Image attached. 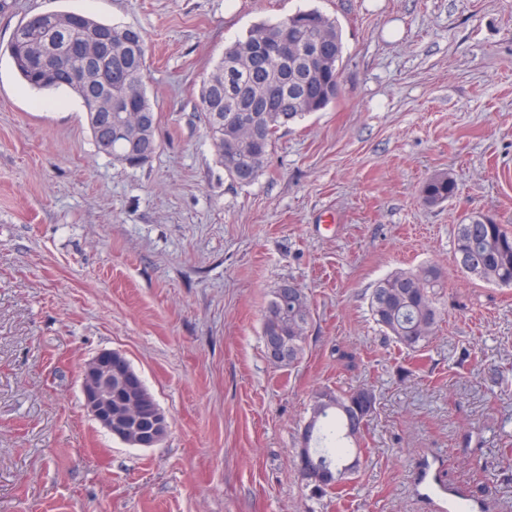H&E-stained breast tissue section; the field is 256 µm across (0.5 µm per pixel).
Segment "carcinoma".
<instances>
[{"mask_svg":"<svg viewBox=\"0 0 512 512\" xmlns=\"http://www.w3.org/2000/svg\"><path fill=\"white\" fill-rule=\"evenodd\" d=\"M56 13L37 14L23 21L9 44L10 56L19 77L36 90L62 87L57 71L40 67L37 57L43 52L54 54L61 63L82 71L89 69L87 93L114 97L138 88L142 100L135 111L145 113L143 145L161 144L156 132L159 115L147 95V43L144 33L134 27L106 24L87 19L85 27H74L70 33L59 31ZM268 29L269 42L295 44L285 64L266 53H258L242 67L240 60L247 40H238L224 50L221 60L203 80L200 89V110L205 115L208 134L216 161L227 176L239 184L254 182L264 171L280 129L311 112H322L336 102L329 89L336 85V69H322L309 57L318 50L336 55L342 61L344 43L336 19L317 9L298 10L286 20L261 22ZM94 29L112 31V41L104 45L97 61L88 65L72 44L82 40ZM229 114L252 127L239 137L232 153L224 152V137L229 134L224 121ZM95 145L107 142L108 156L118 163L129 160L128 145L111 138L107 121H87ZM458 185L448 171L431 174L422 184L420 196L427 207H438L454 198ZM454 252L457 263L466 275L485 283L512 286V232L504 225L469 216L456 225ZM442 287L441 271L434 265L416 270H397L378 282L373 289L369 307L374 322L396 343L417 353L429 344L441 320L442 307L438 288ZM278 286L268 303L262 325V336H286V361L293 364L302 355L303 336L310 320V301L305 292L283 303ZM351 391L322 387L310 398L307 429L312 463L339 474L336 484L315 488L319 494L339 490L354 473L346 464L347 448L343 440L355 442L372 411L352 415L347 407Z\"/></svg>","mask_w":512,"mask_h":512,"instance_id":"carcinoma-1","label":"carcinoma"}]
</instances>
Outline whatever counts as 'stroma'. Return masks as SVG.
I'll return each mask as SVG.
<instances>
[{"label":"stroma","instance_id":"obj_1","mask_svg":"<svg viewBox=\"0 0 512 512\" xmlns=\"http://www.w3.org/2000/svg\"><path fill=\"white\" fill-rule=\"evenodd\" d=\"M0 12V512H438L418 476L512 512V287L467 277L455 226L512 230V0H9ZM316 9L341 25L340 94L233 182L199 107L203 77L253 25ZM71 11L147 38L160 151L98 153L82 101L18 76L21 21ZM444 170L456 197L427 207ZM438 266L423 356L369 312L398 268ZM304 288L298 363L269 362L272 291ZM122 350L170 419L156 448L100 429L83 363ZM370 389L342 498L294 462L313 390ZM479 451L494 470L472 469ZM458 185L455 176L448 171L431 174L422 184L420 196L427 207H438L454 198Z\"/></svg>","mask_w":512,"mask_h":512}]
</instances>
